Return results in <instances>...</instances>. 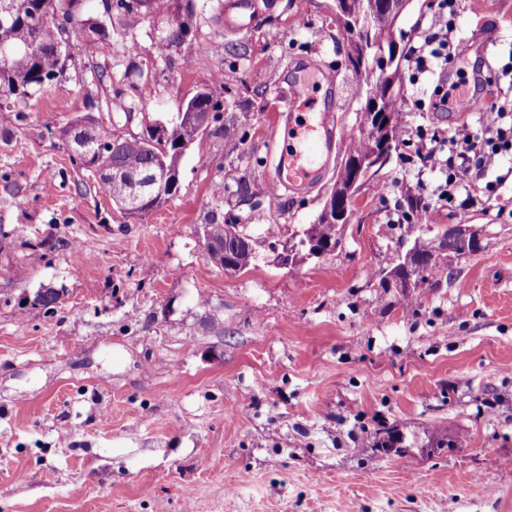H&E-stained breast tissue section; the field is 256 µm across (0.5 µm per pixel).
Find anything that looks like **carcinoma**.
<instances>
[{"instance_id":"obj_1","label":"carcinoma","mask_w":512,"mask_h":512,"mask_svg":"<svg viewBox=\"0 0 512 512\" xmlns=\"http://www.w3.org/2000/svg\"><path fill=\"white\" fill-rule=\"evenodd\" d=\"M20 6L15 17L8 22H0V47L20 48L5 61L0 60V100L25 103L31 95L47 84L63 76L65 61L57 47L61 43L74 40L84 44L85 52L95 51V43L84 39V20L81 10L76 5L82 0H19ZM343 39L346 55L353 71L362 78V88L379 83L382 74L378 70L362 65L360 43L364 40L377 47L388 48L401 44L405 32L398 24L383 14H378L370 28L361 32L346 24ZM187 33V26L178 25L161 41L155 44V50L163 52L173 44L182 42ZM36 39L42 45L38 53H28L22 46ZM396 86L395 93L381 103L376 112L364 107L357 112L359 117L358 134L348 139L343 157L349 160L362 159L378 151L391 154L400 141V126L397 101L401 93L402 72L394 66ZM80 124L93 125L92 143L96 149L117 144V163L121 169L118 175H111L101 169L97 156H92L83 163L99 180L105 194L117 207L130 198L132 181L152 165L170 161L187 145L194 144L201 136L200 127L190 121L176 120L171 130L161 134L147 130L144 136L122 137L112 130V125L98 121L88 113L79 117ZM342 224L334 216L321 213L316 223L308 224L301 232L295 234L284 249L282 262H294L295 256L304 253L314 255L316 248L337 246L340 241ZM203 235L213 261L227 272H240L248 268L259 255L260 241L246 233L241 224H205ZM461 254L457 242L448 241L443 235L435 246L415 242L404 255H396L391 265L397 269L402 279L400 293L404 303H412L411 289L420 283H426L433 277L439 267V258L445 252ZM375 447L396 455H403V436L395 427H381L374 430Z\"/></svg>"}]
</instances>
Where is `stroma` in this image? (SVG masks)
<instances>
[{"label":"stroma","mask_w":512,"mask_h":512,"mask_svg":"<svg viewBox=\"0 0 512 512\" xmlns=\"http://www.w3.org/2000/svg\"><path fill=\"white\" fill-rule=\"evenodd\" d=\"M256 2L252 24L228 31L219 0H169L160 15L84 0L106 30L94 54L73 46L28 104L0 101V512H512V182L390 221L440 178L417 157L422 135L478 128L473 93L512 100V0H455L446 66L402 82L391 164L362 186L337 249L290 268L275 257L325 189L266 194L288 103L276 77H296L300 58L337 71L345 134L364 98L333 0ZM440 6L412 0L406 46ZM180 22L185 41L154 53ZM478 28L489 47L471 43ZM443 71L460 90L436 110ZM200 92L231 133L204 134L178 192L140 216L121 214L61 135L87 112L142 135ZM210 222L263 242L248 270L211 259ZM455 224L479 250L449 255L412 307L380 287L398 248ZM48 288L61 296L50 310L33 302ZM382 426L405 456L373 449ZM436 433L455 447L434 452Z\"/></svg>","instance_id":"stroma-1"}]
</instances>
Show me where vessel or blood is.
<instances>
[{
	"label": "vessel or blood",
	"mask_w": 512,
	"mask_h": 512,
	"mask_svg": "<svg viewBox=\"0 0 512 512\" xmlns=\"http://www.w3.org/2000/svg\"><path fill=\"white\" fill-rule=\"evenodd\" d=\"M221 13L225 30L241 29L252 16V0H224ZM277 126L286 127L284 146L271 164L266 179L273 190H307L323 177L336 146V119L332 106H318L311 85L288 87V105L278 115Z\"/></svg>",
	"instance_id": "b4317fda"
}]
</instances>
